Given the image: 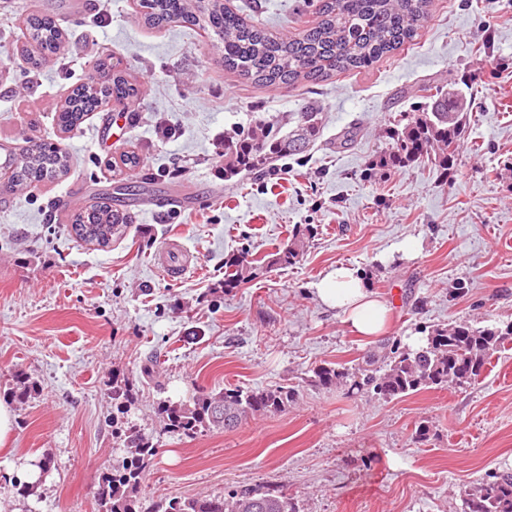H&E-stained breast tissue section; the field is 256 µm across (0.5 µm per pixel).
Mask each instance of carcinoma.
<instances>
[{
  "label": "carcinoma",
  "instance_id": "cac0c4a2",
  "mask_svg": "<svg viewBox=\"0 0 512 512\" xmlns=\"http://www.w3.org/2000/svg\"><path fill=\"white\" fill-rule=\"evenodd\" d=\"M193 0H139L144 24L160 28L171 22L199 24L192 10ZM430 0H322L318 21L294 38L275 36L257 20L248 21L214 0L205 26L224 45V69L265 86H277L298 79L317 82L334 73L372 66L378 59L414 40L429 15ZM35 45L27 54L30 69L39 68L56 55L64 33L54 21L30 13L19 19ZM431 103L422 111L404 114L406 123L387 132L388 149L377 167L403 169L426 157L447 170L453 166L466 128L465 107L451 92L430 85ZM136 84L113 66L112 83L104 88L87 83L73 90L57 115L64 131L76 128L94 110L97 96L109 94L123 103L137 96ZM294 128L281 130L264 124L224 139V176L243 171L260 172L273 159L304 151L320 135L318 113L297 112ZM59 176L67 172L68 159L52 143L29 147L14 164L12 182L32 184L45 171ZM77 239L105 247L123 235L131 221L129 212L97 201L90 210L67 215ZM295 242L276 253L272 262L291 265L299 257ZM224 288H236L256 273L243 256L225 263ZM512 341V321L477 329L456 322L431 331L425 347L406 351L395 344L383 368L363 370V385L374 394L397 399L425 387L476 381L490 358ZM319 385L332 387L349 376L344 366L321 365L314 369ZM295 397L285 386L261 390L226 389L218 394H201L190 403H161L157 414L170 433L194 436L205 428L230 429L248 413L276 412ZM126 457L119 467L102 472L96 489L99 512H298L293 497L279 486L245 488L220 499L161 498L148 505L137 498L145 469L156 454L146 434L128 429L124 434ZM463 512H512V472L488 473L476 486L464 492Z\"/></svg>",
  "mask_w": 512,
  "mask_h": 512
}]
</instances>
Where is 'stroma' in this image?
<instances>
[{"label":"stroma","instance_id":"stroma-1","mask_svg":"<svg viewBox=\"0 0 512 512\" xmlns=\"http://www.w3.org/2000/svg\"><path fill=\"white\" fill-rule=\"evenodd\" d=\"M224 4L295 37L320 0ZM135 5L0 0V141L52 142L70 156L65 176L18 191L0 184V401L14 415L0 512H98L99 475L121 463L130 428L157 447L142 500L280 485L300 512H462L465 489L512 469V349L475 383L391 401L318 386L313 369L354 373L434 328L512 320V0H432L414 41L372 67L271 87L226 71L213 33L149 28ZM35 11L60 18L66 44L32 73L15 21ZM104 57L138 96L60 131L58 108ZM428 82L455 89L468 112L452 170L425 161L372 171L387 127L421 111ZM308 107L322 128L307 152L225 178L226 135L261 122L289 130ZM161 122L172 136L160 137ZM350 128L356 138L337 147ZM131 152L137 167L120 166ZM121 183L140 185L142 200L109 246L76 240L57 220L63 198L91 205ZM305 227L299 261L270 265ZM172 238L198 258L177 283L151 263ZM238 254L259 272L224 289V264ZM339 265L387 302L382 336L361 339L319 303L316 284ZM20 372L36 384L23 403L13 396ZM116 382L134 397L123 414ZM274 385L294 388L295 401L230 431L188 438L165 432L157 415L163 401ZM44 457L51 472L21 496L16 476Z\"/></svg>","mask_w":512,"mask_h":512}]
</instances>
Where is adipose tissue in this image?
Instances as JSON below:
<instances>
[{"mask_svg": "<svg viewBox=\"0 0 512 512\" xmlns=\"http://www.w3.org/2000/svg\"><path fill=\"white\" fill-rule=\"evenodd\" d=\"M319 302L336 312L352 331L367 338L379 335L386 324L389 309L350 267L338 266L315 288Z\"/></svg>", "mask_w": 512, "mask_h": 512, "instance_id": "obj_1", "label": "adipose tissue"}]
</instances>
